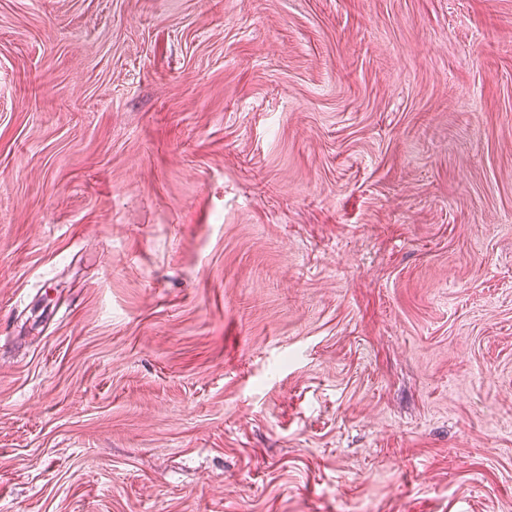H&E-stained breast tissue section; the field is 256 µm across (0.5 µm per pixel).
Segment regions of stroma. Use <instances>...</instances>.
I'll return each mask as SVG.
<instances>
[{"label": "stroma", "mask_w": 512, "mask_h": 512, "mask_svg": "<svg viewBox=\"0 0 512 512\" xmlns=\"http://www.w3.org/2000/svg\"><path fill=\"white\" fill-rule=\"evenodd\" d=\"M0 512H512V0H0Z\"/></svg>", "instance_id": "stroma-1"}]
</instances>
